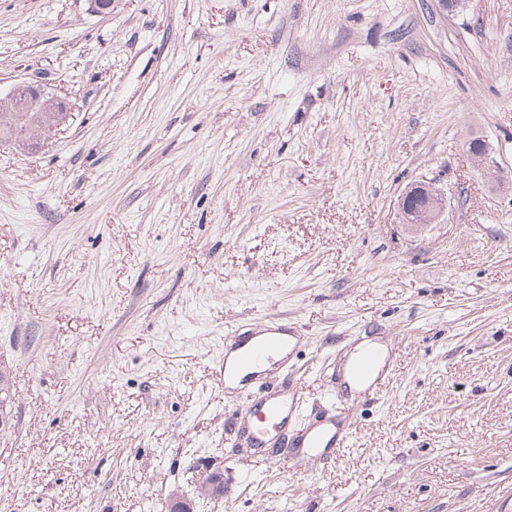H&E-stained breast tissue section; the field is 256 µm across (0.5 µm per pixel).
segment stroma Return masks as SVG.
Wrapping results in <instances>:
<instances>
[{
	"label": "stroma",
	"instance_id": "35a3bbf8",
	"mask_svg": "<svg viewBox=\"0 0 512 512\" xmlns=\"http://www.w3.org/2000/svg\"><path fill=\"white\" fill-rule=\"evenodd\" d=\"M18 82L72 110L0 144V512H512V195L466 151L512 170V0H0ZM421 180L448 210L412 227ZM276 320L296 430L345 349H390L335 460L230 433L224 338ZM467 147L471 157L476 161L477 169L484 179L498 182L500 191L510 193L511 195L512 172L508 174L504 171L497 161L496 150L491 144L487 140L482 139L479 149H475L473 146L469 145V142L467 143ZM431 184L417 182L400 196L398 210L403 224H432L440 218L447 205V197L436 191L432 194L429 190L435 189Z\"/></svg>",
	"mask_w": 512,
	"mask_h": 512
}]
</instances>
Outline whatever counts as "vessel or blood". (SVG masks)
Listing matches in <instances>:
<instances>
[{
	"label": "vessel or blood",
	"mask_w": 512,
	"mask_h": 512,
	"mask_svg": "<svg viewBox=\"0 0 512 512\" xmlns=\"http://www.w3.org/2000/svg\"><path fill=\"white\" fill-rule=\"evenodd\" d=\"M296 339L294 330L287 324L275 323L260 328L251 336L232 332L226 341L234 355L224 360L225 384L251 386L261 379L260 367L268 363L287 366ZM299 406L296 399L284 393H266L253 398L246 406L239 422V440L252 448L268 447L288 425V417ZM353 428L338 425L335 418L328 417L309 425L296 441L305 454H323L325 450H342L349 447Z\"/></svg>",
	"instance_id": "obj_1"
}]
</instances>
